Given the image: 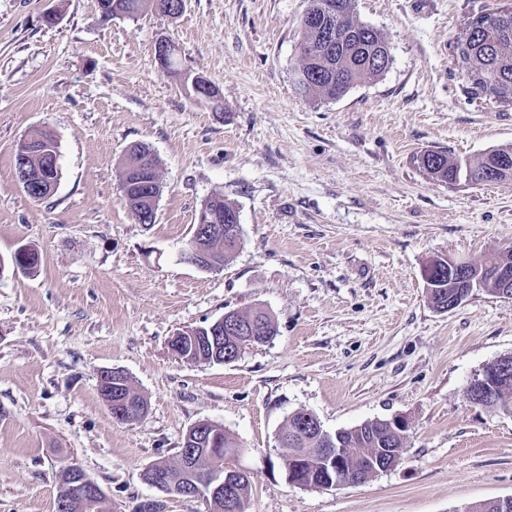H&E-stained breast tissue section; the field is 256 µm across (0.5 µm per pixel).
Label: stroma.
<instances>
[{
    "mask_svg": "<svg viewBox=\"0 0 512 512\" xmlns=\"http://www.w3.org/2000/svg\"><path fill=\"white\" fill-rule=\"evenodd\" d=\"M354 5L392 63L324 100L292 86L308 0H185L174 17L108 22L97 0H0V512H55L68 462L111 512L147 500L206 512L143 479L199 421L238 444L248 512H467L512 496V414L467 397L476 374L512 354V300L477 288L442 312L424 279L434 258L512 249V180L452 186L412 162L512 144V107L472 96L453 53L469 17L512 0ZM162 38L180 49L178 73L155 59ZM188 73L217 88L220 110L187 93ZM37 127L59 152L42 200L14 170ZM137 143L159 165L152 224L137 222L119 178ZM216 192L237 208L243 245L206 272L185 249ZM23 245L41 256L36 273L9 265ZM255 308L277 333L234 362L172 354L176 332ZM113 368L145 416L113 418L100 395ZM301 409L330 433L403 417L405 457L360 484H288L278 436Z\"/></svg>",
    "mask_w": 512,
    "mask_h": 512,
    "instance_id": "35a3bbf8",
    "label": "stroma"
}]
</instances>
